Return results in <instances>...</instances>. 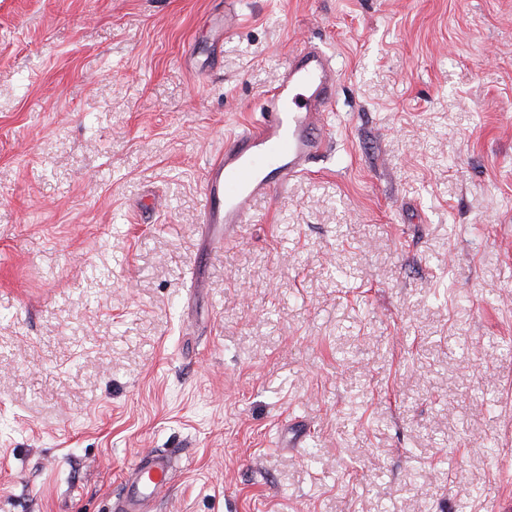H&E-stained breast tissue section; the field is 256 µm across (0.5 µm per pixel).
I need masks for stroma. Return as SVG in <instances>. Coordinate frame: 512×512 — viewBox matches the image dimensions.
Returning a JSON list of instances; mask_svg holds the SVG:
<instances>
[{
    "instance_id": "35a3bbf8",
    "label": "stroma",
    "mask_w": 512,
    "mask_h": 512,
    "mask_svg": "<svg viewBox=\"0 0 512 512\" xmlns=\"http://www.w3.org/2000/svg\"><path fill=\"white\" fill-rule=\"evenodd\" d=\"M308 45L326 150L218 243ZM153 451L152 512H512V0H0V512Z\"/></svg>"
}]
</instances>
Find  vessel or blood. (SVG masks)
I'll return each mask as SVG.
<instances>
[{
	"label": "vessel or blood",
	"mask_w": 512,
	"mask_h": 512,
	"mask_svg": "<svg viewBox=\"0 0 512 512\" xmlns=\"http://www.w3.org/2000/svg\"><path fill=\"white\" fill-rule=\"evenodd\" d=\"M336 93V71L322 50L296 53L264 98L256 124L226 137L222 157L204 181L203 221L232 236L249 223L253 203L302 175L327 141V110ZM168 455L151 453L132 468L120 512H150L170 488Z\"/></svg>",
	"instance_id": "b4317fda"
}]
</instances>
